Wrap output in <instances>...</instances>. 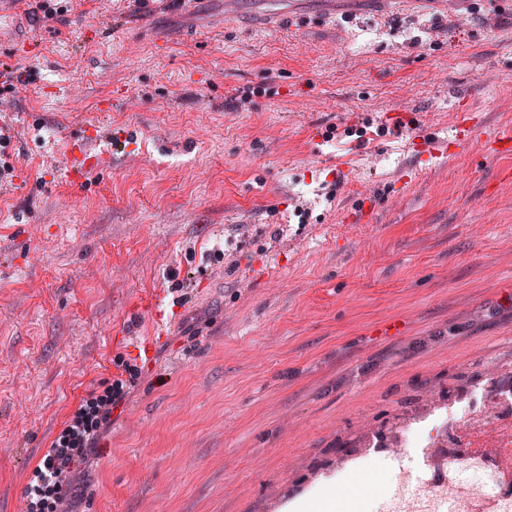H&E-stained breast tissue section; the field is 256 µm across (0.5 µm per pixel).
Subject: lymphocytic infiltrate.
<instances>
[{
	"mask_svg": "<svg viewBox=\"0 0 512 512\" xmlns=\"http://www.w3.org/2000/svg\"><path fill=\"white\" fill-rule=\"evenodd\" d=\"M115 366L116 374L79 403L32 470L24 491L23 512H68L70 500L77 495L73 474L96 453L113 410L138 378L136 367L124 359H116Z\"/></svg>",
	"mask_w": 512,
	"mask_h": 512,
	"instance_id": "1",
	"label": "lymphocytic infiltrate"
}]
</instances>
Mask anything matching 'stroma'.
Here are the masks:
<instances>
[{"label": "stroma", "instance_id": "35a3bbf8", "mask_svg": "<svg viewBox=\"0 0 512 512\" xmlns=\"http://www.w3.org/2000/svg\"><path fill=\"white\" fill-rule=\"evenodd\" d=\"M44 2L0 7V512L118 356L76 512H291L359 416L512 350V13Z\"/></svg>", "mask_w": 512, "mask_h": 512}]
</instances>
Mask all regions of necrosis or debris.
I'll return each mask as SVG.
<instances>
[{
	"label": "necrosis or debris",
	"instance_id": "1",
	"mask_svg": "<svg viewBox=\"0 0 512 512\" xmlns=\"http://www.w3.org/2000/svg\"><path fill=\"white\" fill-rule=\"evenodd\" d=\"M482 375L456 384L450 397L426 392L415 415L366 433L357 452L337 461L323 485L350 512H512V360L484 359ZM383 465L375 493L352 492L351 473Z\"/></svg>",
	"mask_w": 512,
	"mask_h": 512
}]
</instances>
